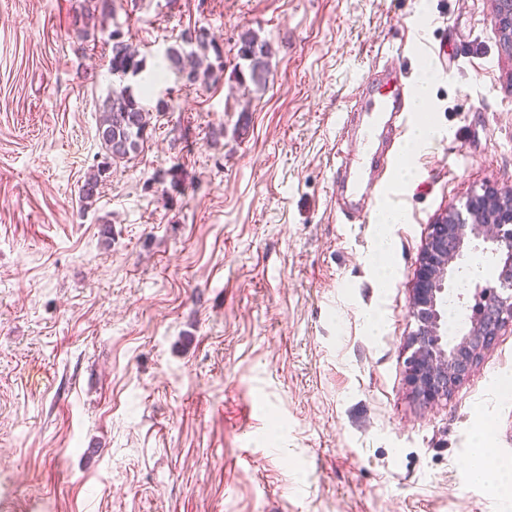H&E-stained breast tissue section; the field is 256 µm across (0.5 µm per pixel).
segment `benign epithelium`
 <instances>
[{
    "label": "benign epithelium",
    "mask_w": 512,
    "mask_h": 512,
    "mask_svg": "<svg viewBox=\"0 0 512 512\" xmlns=\"http://www.w3.org/2000/svg\"><path fill=\"white\" fill-rule=\"evenodd\" d=\"M495 24L512 46V0H498ZM466 211V218L459 212L445 214L432 225L412 288L410 311L418 327L410 342L407 379L414 395L428 405L448 398L482 351L512 326V189L473 196ZM469 237L491 246L499 286L484 299L481 316L449 344L441 334L445 282Z\"/></svg>",
    "instance_id": "1"
}]
</instances>
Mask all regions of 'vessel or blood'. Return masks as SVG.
Listing matches in <instances>:
<instances>
[{
	"label": "vessel or blood",
	"mask_w": 512,
	"mask_h": 512,
	"mask_svg": "<svg viewBox=\"0 0 512 512\" xmlns=\"http://www.w3.org/2000/svg\"><path fill=\"white\" fill-rule=\"evenodd\" d=\"M410 95L398 67L372 69L359 86L341 121L342 132L353 135L358 144L354 157H336V180L341 192H358L361 168L378 171L387 167L386 148L393 145L401 125L409 119Z\"/></svg>",
	"instance_id": "b4317fda"
}]
</instances>
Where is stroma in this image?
Returning a JSON list of instances; mask_svg holds the SVG:
<instances>
[{
    "label": "stroma",
    "mask_w": 512,
    "mask_h": 512,
    "mask_svg": "<svg viewBox=\"0 0 512 512\" xmlns=\"http://www.w3.org/2000/svg\"><path fill=\"white\" fill-rule=\"evenodd\" d=\"M153 69L205 28L215 81L142 91L141 152L92 202L122 81L77 0H0V512H512L467 461L512 465V328L447 400L407 382L431 226L512 187V49L494 0H114ZM270 43L239 86L238 41ZM431 83L428 142L336 221L339 123L374 65ZM176 172L179 186L164 181ZM387 207L405 214L381 225ZM496 268L467 240L448 281ZM239 44L238 57L248 62L250 80L255 85L266 82L270 74L269 59L272 55L269 44L266 41L259 42L256 34L249 31L240 36Z\"/></svg>",
    "instance_id": "obj_1"
}]
</instances>
